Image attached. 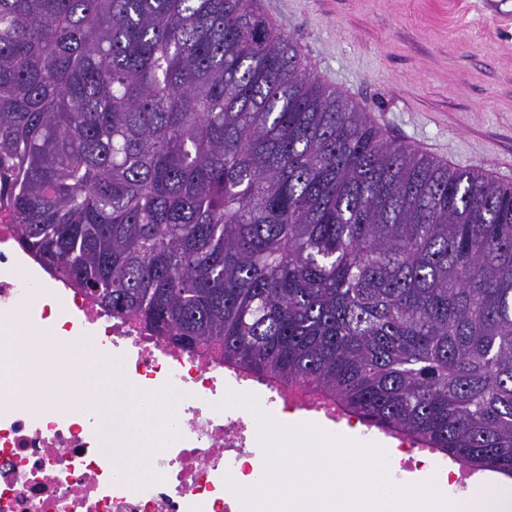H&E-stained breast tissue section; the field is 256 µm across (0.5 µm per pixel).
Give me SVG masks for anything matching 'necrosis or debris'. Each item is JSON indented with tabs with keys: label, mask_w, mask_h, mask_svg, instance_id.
<instances>
[{
	"label": "necrosis or debris",
	"mask_w": 512,
	"mask_h": 512,
	"mask_svg": "<svg viewBox=\"0 0 512 512\" xmlns=\"http://www.w3.org/2000/svg\"><path fill=\"white\" fill-rule=\"evenodd\" d=\"M0 211V346L16 327L51 330L59 347L110 348L120 381L152 392L170 385L178 440L158 451L159 481L135 487L116 477L105 433L67 406L45 413L30 396L0 395V512H237L227 473L252 471L258 435L224 398V364L153 338L136 321H115L81 292L32 291L42 277L13 246Z\"/></svg>",
	"instance_id": "1"
}]
</instances>
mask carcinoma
<instances>
[{"instance_id": "1", "label": "carcinoma", "mask_w": 512, "mask_h": 512, "mask_svg": "<svg viewBox=\"0 0 512 512\" xmlns=\"http://www.w3.org/2000/svg\"><path fill=\"white\" fill-rule=\"evenodd\" d=\"M0 209L110 316L512 478V184L386 139L257 0H0Z\"/></svg>"}]
</instances>
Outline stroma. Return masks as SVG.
I'll list each match as a JSON object with an SVG mask.
<instances>
[{
	"label": "stroma",
	"instance_id": "obj_1",
	"mask_svg": "<svg viewBox=\"0 0 512 512\" xmlns=\"http://www.w3.org/2000/svg\"><path fill=\"white\" fill-rule=\"evenodd\" d=\"M260 0L385 138L512 182V0Z\"/></svg>",
	"mask_w": 512,
	"mask_h": 512
}]
</instances>
